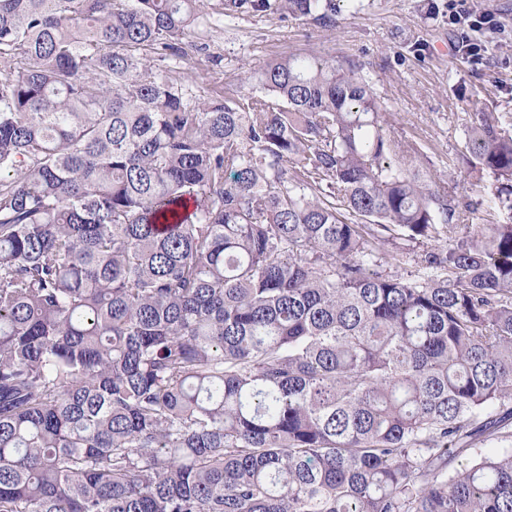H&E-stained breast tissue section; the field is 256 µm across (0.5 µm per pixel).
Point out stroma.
I'll use <instances>...</instances> for the list:
<instances>
[{
    "mask_svg": "<svg viewBox=\"0 0 512 512\" xmlns=\"http://www.w3.org/2000/svg\"><path fill=\"white\" fill-rule=\"evenodd\" d=\"M219 8L200 0L198 49L178 63L198 99L260 94L261 71L292 54L364 61L391 136L416 148L415 165L436 184L475 196L477 179L456 156L471 112L512 117V0H343L333 27L273 10L225 18ZM463 10L481 29L455 23Z\"/></svg>",
    "mask_w": 512,
    "mask_h": 512,
    "instance_id": "35a3bbf8",
    "label": "stroma"
}]
</instances>
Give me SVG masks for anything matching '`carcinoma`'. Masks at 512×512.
I'll use <instances>...</instances> for the list:
<instances>
[{"label":"carcinoma","mask_w":512,"mask_h":512,"mask_svg":"<svg viewBox=\"0 0 512 512\" xmlns=\"http://www.w3.org/2000/svg\"><path fill=\"white\" fill-rule=\"evenodd\" d=\"M198 2L0 0V512H512V122L462 202L357 60L199 102Z\"/></svg>","instance_id":"cac0c4a2"}]
</instances>
